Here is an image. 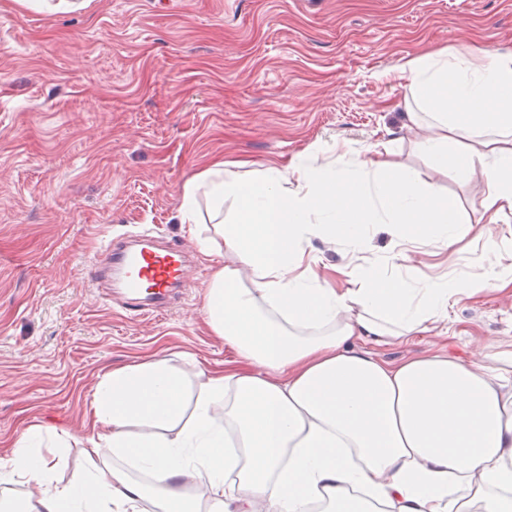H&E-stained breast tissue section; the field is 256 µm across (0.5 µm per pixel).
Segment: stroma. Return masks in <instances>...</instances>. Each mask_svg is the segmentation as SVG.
<instances>
[{"mask_svg": "<svg viewBox=\"0 0 512 512\" xmlns=\"http://www.w3.org/2000/svg\"><path fill=\"white\" fill-rule=\"evenodd\" d=\"M476 46L512 52V0H0V458L30 425L54 424L67 434L57 475L76 480L105 375L153 357L191 380L248 371L206 323L214 257L200 255L175 305L137 320L81 275L109 233L154 228L195 248L181 188L214 159L249 176L320 142L325 164L348 153L413 168L466 233L447 249L406 247L412 271L512 262V214L485 212L482 170H434L403 107L402 62ZM487 221L504 242L491 256L468 232ZM397 249L386 224L352 254L312 243L335 287L340 269ZM496 345H512V286L450 308L442 336L375 353L470 359Z\"/></svg>", "mask_w": 512, "mask_h": 512, "instance_id": "stroma-1", "label": "stroma"}]
</instances>
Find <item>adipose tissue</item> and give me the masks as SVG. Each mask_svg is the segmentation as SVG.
<instances>
[{
    "mask_svg": "<svg viewBox=\"0 0 512 512\" xmlns=\"http://www.w3.org/2000/svg\"><path fill=\"white\" fill-rule=\"evenodd\" d=\"M399 69L434 168L463 178L481 165L486 211L512 213V53H427ZM321 151L258 171L249 189L217 162L181 191L186 224L199 195L218 212L236 204L232 222L196 241L224 256L206 323L250 371L195 384L163 358L113 371L95 393L81 478L60 483L50 452L64 440L48 424L0 460L1 486L39 489L21 512H142L148 496L159 512H512V350L400 363L373 353L512 283V264L425 279L402 274L397 252L329 287L300 268L313 239L355 252L370 225L390 224L405 242L449 248L461 229L415 170L345 155L321 166Z\"/></svg>",
    "mask_w": 512,
    "mask_h": 512,
    "instance_id": "obj_1",
    "label": "adipose tissue"
}]
</instances>
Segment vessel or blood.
<instances>
[{"label": "vessel or blood", "instance_id": "obj_1", "mask_svg": "<svg viewBox=\"0 0 512 512\" xmlns=\"http://www.w3.org/2000/svg\"><path fill=\"white\" fill-rule=\"evenodd\" d=\"M194 265L188 248L152 234H140L131 242L105 236L97 247L94 263L82 274L91 284L106 288L104 302H111V289H120L122 309L129 315L165 310L179 289L190 287Z\"/></svg>", "mask_w": 512, "mask_h": 512}]
</instances>
